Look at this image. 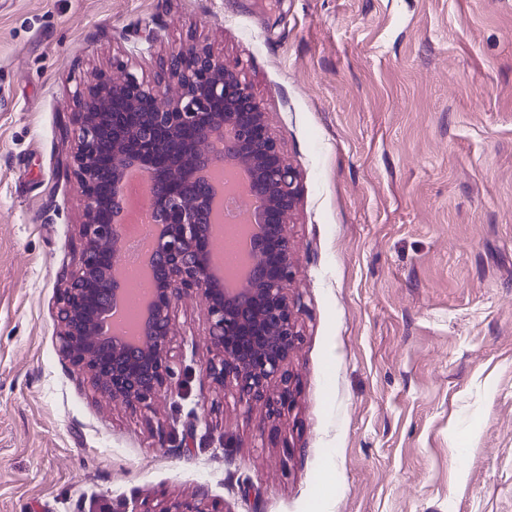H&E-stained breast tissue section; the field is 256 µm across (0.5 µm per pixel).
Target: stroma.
I'll list each match as a JSON object with an SVG mask.
<instances>
[{
	"mask_svg": "<svg viewBox=\"0 0 512 512\" xmlns=\"http://www.w3.org/2000/svg\"><path fill=\"white\" fill-rule=\"evenodd\" d=\"M240 66L299 196L292 410L208 377L174 311L152 409L59 350L78 89ZM512 512V0H0V512Z\"/></svg>",
	"mask_w": 512,
	"mask_h": 512,
	"instance_id": "obj_1",
	"label": "stroma"
}]
</instances>
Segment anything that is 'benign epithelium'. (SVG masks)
<instances>
[{
	"label": "benign epithelium",
	"mask_w": 512,
	"mask_h": 512,
	"mask_svg": "<svg viewBox=\"0 0 512 512\" xmlns=\"http://www.w3.org/2000/svg\"><path fill=\"white\" fill-rule=\"evenodd\" d=\"M167 60L178 92L149 82L120 57L112 73L78 94L76 150L71 156L77 190L86 211L80 227L84 241L79 269L59 299L60 350L88 374L114 403L149 409L170 380L173 313L195 298L208 318L214 349L207 375L229 385L237 402L262 404L275 416L295 402V378L288 360L300 333L288 287L297 271L296 244L287 218L298 200L297 170L285 159L267 113L239 72L208 48L173 50ZM128 113L134 127L109 125L107 110ZM112 145L109 190L98 188L97 158L103 141ZM226 161L248 169L241 190L256 212L262 234L255 241L249 273L235 296L224 295L214 279L211 257L218 245L208 228L214 206L211 187L198 174ZM153 174L146 189L152 223L155 288L147 309L145 341L112 349L97 339L113 301L127 288L119 279L122 250L113 214L119 210V183L129 167Z\"/></svg>",
	"instance_id": "7a95c632"
}]
</instances>
